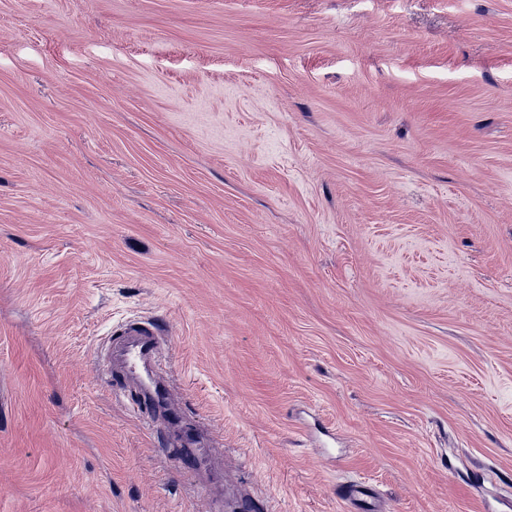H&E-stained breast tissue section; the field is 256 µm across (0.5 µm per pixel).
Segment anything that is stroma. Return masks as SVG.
<instances>
[{"label":"stroma","mask_w":512,"mask_h":512,"mask_svg":"<svg viewBox=\"0 0 512 512\" xmlns=\"http://www.w3.org/2000/svg\"><path fill=\"white\" fill-rule=\"evenodd\" d=\"M354 480L512 512V0H0V512ZM162 330L156 321H142L129 324L120 334V338L130 341L127 372L134 373L141 363L149 365L158 362L162 354Z\"/></svg>","instance_id":"obj_1"}]
</instances>
